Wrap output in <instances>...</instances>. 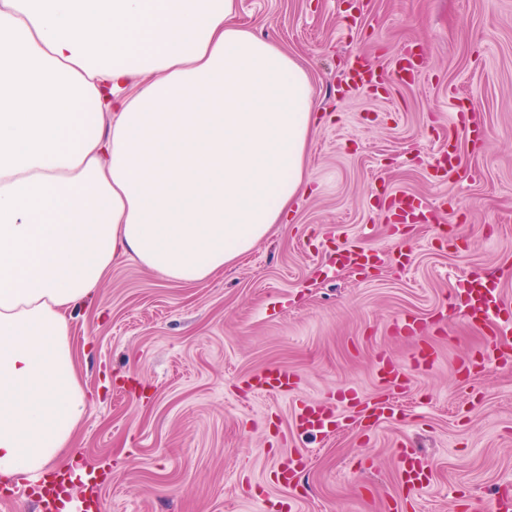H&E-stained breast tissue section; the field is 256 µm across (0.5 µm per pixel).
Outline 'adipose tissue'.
<instances>
[{
    "mask_svg": "<svg viewBox=\"0 0 512 512\" xmlns=\"http://www.w3.org/2000/svg\"><path fill=\"white\" fill-rule=\"evenodd\" d=\"M236 0H0V475L59 465L90 409L68 314L126 257L199 283L305 183L306 71Z\"/></svg>",
    "mask_w": 512,
    "mask_h": 512,
    "instance_id": "obj_1",
    "label": "adipose tissue"
}]
</instances>
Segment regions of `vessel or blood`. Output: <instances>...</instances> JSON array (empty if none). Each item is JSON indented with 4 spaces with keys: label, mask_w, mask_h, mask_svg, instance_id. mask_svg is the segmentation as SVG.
<instances>
[{
    "label": "vessel or blood",
    "mask_w": 512,
    "mask_h": 512,
    "mask_svg": "<svg viewBox=\"0 0 512 512\" xmlns=\"http://www.w3.org/2000/svg\"><path fill=\"white\" fill-rule=\"evenodd\" d=\"M424 73L422 52L408 49L397 57L392 77L402 84L416 82ZM349 87L354 89L375 88L383 81L381 73L364 61H355L346 74ZM460 168V153L456 144H449L434 164L435 179L442 180L457 173ZM392 232L414 224H433L438 219V208L430 206L421 196L397 191L385 202ZM449 302H461L468 307V316L485 333L480 356L466 357L459 368L465 374H479L488 368H512V319L504 317L503 305L497 288L490 280L479 276L460 279L448 297ZM434 360L431 347L421 346L411 355L410 366H403L387 357H379L376 377L384 389L402 391L409 381L407 368L427 369ZM246 384L256 393L287 396L294 385V377L288 370L270 367L247 378ZM347 411L361 415L373 423L387 419L391 408L374 401H358L347 404ZM335 407L314 399L297 401L293 415L294 429L320 436L328 435L338 425ZM396 472L399 483L408 490L420 489L427 478L423 461L411 448L400 449L397 455ZM40 506V512H80L77 504L63 490L59 480L42 483L32 492Z\"/></svg>",
    "instance_id": "b4317fda"
}]
</instances>
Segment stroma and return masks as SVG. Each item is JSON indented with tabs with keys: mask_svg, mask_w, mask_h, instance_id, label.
<instances>
[{
	"mask_svg": "<svg viewBox=\"0 0 512 512\" xmlns=\"http://www.w3.org/2000/svg\"><path fill=\"white\" fill-rule=\"evenodd\" d=\"M238 19L308 72L314 108L307 184L284 223L208 280L170 283L120 259L71 321L76 368L93 402L72 450L107 471L106 512H469L512 484V370L469 379L458 361L483 334L448 296L463 274L490 276L512 307V0H237ZM416 44L425 77L385 93L350 90L356 55L389 72ZM465 107L480 136L458 127ZM456 140L460 171L430 175ZM396 191L446 200L440 225L391 236ZM344 247L375 249L365 271ZM408 252L399 264L398 252ZM447 311L435 365L410 372L394 419L349 418L327 438L294 431L295 400L372 401L374 356L408 364L405 316ZM298 377L291 397L256 396L266 367ZM428 463L429 484L400 487L399 449ZM308 463L294 488L279 460Z\"/></svg>",
	"mask_w": 512,
	"mask_h": 512,
	"instance_id": "obj_1",
	"label": "stroma"
}]
</instances>
